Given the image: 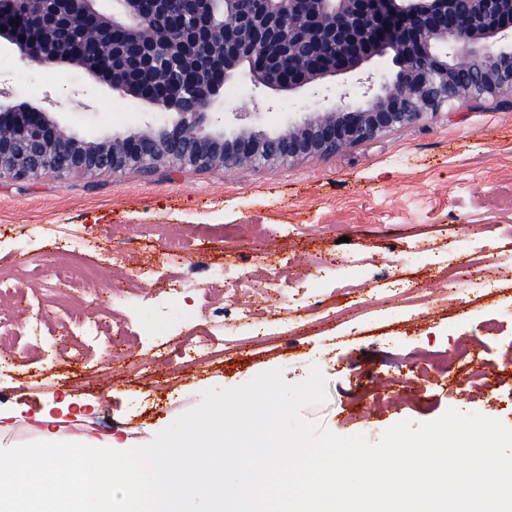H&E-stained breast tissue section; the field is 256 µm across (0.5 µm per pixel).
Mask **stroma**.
Here are the masks:
<instances>
[{
	"instance_id": "obj_1",
	"label": "stroma",
	"mask_w": 512,
	"mask_h": 512,
	"mask_svg": "<svg viewBox=\"0 0 512 512\" xmlns=\"http://www.w3.org/2000/svg\"><path fill=\"white\" fill-rule=\"evenodd\" d=\"M0 87L7 106L58 99L60 123L86 139L154 119L151 105L78 67L44 72L6 48ZM269 98L260 122L273 130L316 106L306 87ZM60 224L79 226L86 241L73 274L97 272L71 307L104 318L113 289L131 287L140 269L157 270L146 285L155 294L182 277L209 288L211 268L223 266L251 278L239 295L248 316L225 318L222 356L198 364L168 354L182 323L211 321L224 299L217 290L207 302L186 294L166 324L131 311L125 323L138 345L109 361L91 341L60 347L56 320H44L33 348L0 367V412L15 423L64 402V422L142 447L207 389L275 368L297 383L316 367L325 398L301 415L340 436L375 441L399 422L416 428L450 408L512 427V96L455 103L287 164L0 178V274L41 288ZM235 224L248 233L226 236ZM172 232L186 233L191 248L184 265L166 270ZM488 319L500 335H484ZM466 340L486 367L480 383L462 362L419 375L421 351L450 357ZM136 397L145 406L134 414Z\"/></svg>"
}]
</instances>
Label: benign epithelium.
Wrapping results in <instances>:
<instances>
[{
	"mask_svg": "<svg viewBox=\"0 0 512 512\" xmlns=\"http://www.w3.org/2000/svg\"><path fill=\"white\" fill-rule=\"evenodd\" d=\"M267 24H253L244 0H198L192 27L154 26L155 4L175 15L182 0H0V41L29 66L68 64L123 97L144 101L158 120L140 131L95 140L67 134L45 108L0 111V177H58L108 170L255 167L314 158L369 141L433 115L454 102L512 93V12L473 0L488 15L474 28L448 22V0H250ZM76 25L77 47L61 32ZM166 51L190 84L160 88L155 56ZM392 55L391 74L363 65ZM325 87L324 113L305 112L280 131L259 124L263 101L212 115L225 85L293 91Z\"/></svg>",
	"mask_w": 512,
	"mask_h": 512,
	"instance_id": "7a95c632",
	"label": "benign epithelium"
}]
</instances>
